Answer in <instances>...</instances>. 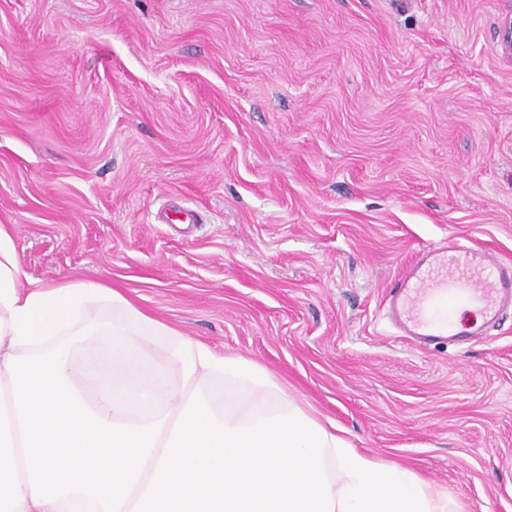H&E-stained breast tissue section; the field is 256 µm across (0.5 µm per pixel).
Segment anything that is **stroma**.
I'll return each instance as SVG.
<instances>
[{
  "label": "stroma",
  "mask_w": 512,
  "mask_h": 512,
  "mask_svg": "<svg viewBox=\"0 0 512 512\" xmlns=\"http://www.w3.org/2000/svg\"><path fill=\"white\" fill-rule=\"evenodd\" d=\"M512 0H0V224L36 283H108L261 364L453 512H512V320L437 349L387 284L512 260ZM173 206L196 224H169Z\"/></svg>",
  "instance_id": "obj_1"
}]
</instances>
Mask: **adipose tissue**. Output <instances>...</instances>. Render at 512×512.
I'll return each instance as SVG.
<instances>
[{"label": "adipose tissue", "instance_id": "1", "mask_svg": "<svg viewBox=\"0 0 512 512\" xmlns=\"http://www.w3.org/2000/svg\"><path fill=\"white\" fill-rule=\"evenodd\" d=\"M15 233L14 225L0 224V512H98L97 501L82 493L33 503L24 449L10 432L18 417L6 370L9 356L46 353L89 323L99 330L73 342L65 363L83 401L112 424H163L137 491H145L193 390L232 428L295 409L257 362L193 340L108 285H24ZM323 461L334 512H448L447 496L416 473L361 454L336 434L328 436Z\"/></svg>", "mask_w": 512, "mask_h": 512}]
</instances>
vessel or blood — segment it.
<instances>
[{"label":"vessel or blood","instance_id":"1","mask_svg":"<svg viewBox=\"0 0 512 512\" xmlns=\"http://www.w3.org/2000/svg\"><path fill=\"white\" fill-rule=\"evenodd\" d=\"M464 301L480 314L467 336L488 334L512 310V263L487 247H471L451 239L422 248L385 297L387 316L401 336L428 345L456 339L448 318L449 303Z\"/></svg>","mask_w":512,"mask_h":512}]
</instances>
